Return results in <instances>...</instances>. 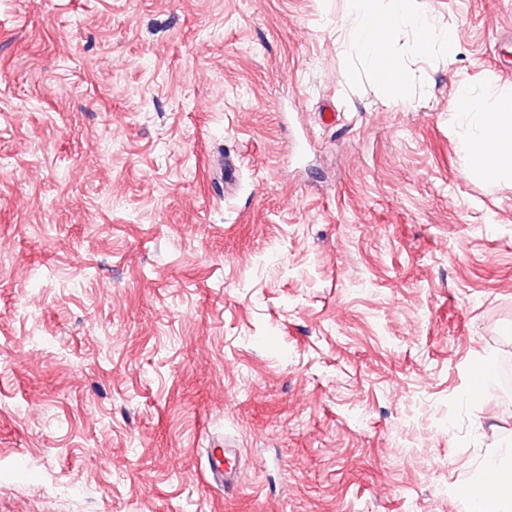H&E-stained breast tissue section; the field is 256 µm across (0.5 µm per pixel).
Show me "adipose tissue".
<instances>
[{
	"instance_id": "obj_1",
	"label": "adipose tissue",
	"mask_w": 512,
	"mask_h": 512,
	"mask_svg": "<svg viewBox=\"0 0 512 512\" xmlns=\"http://www.w3.org/2000/svg\"><path fill=\"white\" fill-rule=\"evenodd\" d=\"M350 22L342 29L343 45L372 72L381 75L383 89L396 91L407 78V59L393 48L408 35L414 54L454 58L455 29L437 24L416 0H345ZM450 110L463 121L458 149L463 159L488 182L512 174V89L480 88L458 81ZM473 512H512V472L498 459L487 460L470 480Z\"/></svg>"
}]
</instances>
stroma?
<instances>
[{"label":"stroma","mask_w":512,"mask_h":512,"mask_svg":"<svg viewBox=\"0 0 512 512\" xmlns=\"http://www.w3.org/2000/svg\"><path fill=\"white\" fill-rule=\"evenodd\" d=\"M418 3L458 51L400 39L397 104L344 0H0V512H467L512 451V177L448 107L512 88V0ZM232 448H208L206 478L209 482L224 486V493L237 489L236 473L229 461Z\"/></svg>","instance_id":"1"}]
</instances>
